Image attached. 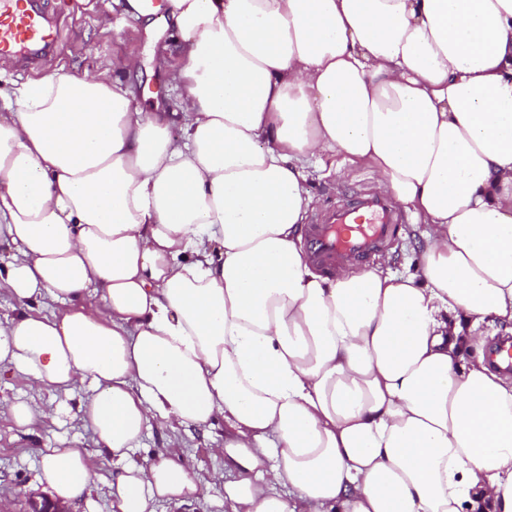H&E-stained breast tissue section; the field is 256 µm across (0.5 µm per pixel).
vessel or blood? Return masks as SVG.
<instances>
[{
	"label": "vessel or blood",
	"mask_w": 512,
	"mask_h": 512,
	"mask_svg": "<svg viewBox=\"0 0 512 512\" xmlns=\"http://www.w3.org/2000/svg\"><path fill=\"white\" fill-rule=\"evenodd\" d=\"M59 48V19L48 0H0V60L37 66ZM400 214L384 198L364 193L320 213L307 231L310 258L325 270L388 248ZM491 363L512 374V336L499 337Z\"/></svg>",
	"instance_id": "1"
}]
</instances>
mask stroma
I'll return each instance as SVG.
<instances>
[{"mask_svg": "<svg viewBox=\"0 0 512 512\" xmlns=\"http://www.w3.org/2000/svg\"><path fill=\"white\" fill-rule=\"evenodd\" d=\"M56 3L66 21V41L62 49L42 69L23 70L0 63L1 89L18 86L45 71H92L111 67L116 58L134 56L140 66L137 71L126 74L125 79L136 88L138 108L145 112L175 109L178 94L170 89V75L159 68L153 57L154 48L166 41V33L145 30L141 24L116 13L111 18L113 27L121 29L116 35L113 27L106 30L100 23L102 0H56ZM309 173L313 202L306 217L310 220L335 207L337 201L376 190L378 186V176L371 167L345 163L337 156L323 158ZM403 218L386 254L388 266L396 274L418 272V256L423 246L422 225L414 223L411 213H404ZM81 394L78 388L68 395L50 388L33 390L22 376L0 372V400L25 401L44 409L62 402L67 405L56 423L34 422L27 434L10 420L0 417V512H29L31 500L44 496L37 476L47 449H94L93 435L77 411ZM223 437L224 429L220 426L206 434H188L157 425L146 431L133 454L135 460L144 461L164 448L174 449L181 463L200 482L197 501L179 507L161 501L156 504L155 512H224V487L209 479L210 474L224 469L223 457L212 452Z\"/></svg>", "mask_w": 512, "mask_h": 512, "instance_id": "stroma-1", "label": "stroma"}]
</instances>
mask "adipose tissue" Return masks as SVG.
<instances>
[{
	"label": "adipose tissue",
	"instance_id": "1",
	"mask_svg": "<svg viewBox=\"0 0 512 512\" xmlns=\"http://www.w3.org/2000/svg\"><path fill=\"white\" fill-rule=\"evenodd\" d=\"M112 7L163 20L175 112L106 69L0 90V370L84 384L97 445L39 483L69 504L108 455L112 512L188 503L171 450L129 456L221 420L225 512H512V380L481 332L512 323V0ZM330 154L423 224L419 276L309 260Z\"/></svg>",
	"mask_w": 512,
	"mask_h": 512
}]
</instances>
